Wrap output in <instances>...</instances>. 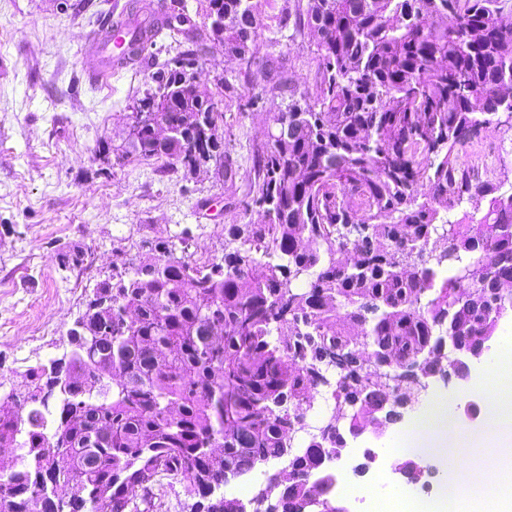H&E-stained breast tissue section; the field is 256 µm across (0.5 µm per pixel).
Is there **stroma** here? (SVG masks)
Here are the masks:
<instances>
[{
    "label": "stroma",
    "instance_id": "1",
    "mask_svg": "<svg viewBox=\"0 0 512 512\" xmlns=\"http://www.w3.org/2000/svg\"><path fill=\"white\" fill-rule=\"evenodd\" d=\"M113 2L0 0V396L22 391L30 367L70 352L69 330L113 268L171 241L185 242L191 261L201 264L222 255L225 225L264 219L255 209L227 207L228 197L244 198V180L231 187L211 170L186 179L161 159H116L135 96L166 55L146 56L109 81L90 82L83 37L111 19ZM296 3L261 0L265 27L252 48L250 76L218 44L209 45L202 64L200 89L224 114V154L244 171L252 165L256 130L288 101L273 90L270 69L287 66L292 85L309 97L320 84L313 41L291 40L278 26ZM462 154L480 179L495 185L494 197L512 196V127L481 132ZM63 252L80 254L81 263L62 264ZM490 363L487 355L473 362L465 382L425 380L416 408L442 391L454 425L471 427L464 407L483 404ZM400 430L394 424L379 435L348 438L342 458L327 464L349 485L337 491V504L370 512L371 500L391 489L413 492L393 472L399 453L390 443ZM369 452L374 462L365 475H354ZM420 461L436 480L454 479L462 512H480L485 499L473 469L512 470L497 465L490 448L470 449L467 468L451 476L433 456Z\"/></svg>",
    "mask_w": 512,
    "mask_h": 512
}]
</instances>
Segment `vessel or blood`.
Segmentation results:
<instances>
[{
	"label": "vessel or blood",
	"mask_w": 512,
	"mask_h": 512,
	"mask_svg": "<svg viewBox=\"0 0 512 512\" xmlns=\"http://www.w3.org/2000/svg\"><path fill=\"white\" fill-rule=\"evenodd\" d=\"M167 13L166 0H147L144 12L134 15L121 10L111 24L90 32L85 40V51L93 60L87 71L90 79L102 81L141 61L152 31L164 23Z\"/></svg>",
	"instance_id": "obj_1"
}]
</instances>
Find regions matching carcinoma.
Segmentation results:
<instances>
[{
    "label": "carcinoma",
    "instance_id": "cac0c4a2",
    "mask_svg": "<svg viewBox=\"0 0 512 512\" xmlns=\"http://www.w3.org/2000/svg\"><path fill=\"white\" fill-rule=\"evenodd\" d=\"M509 0H297L290 38L315 39L321 82L299 95L278 67L273 86L288 111L271 113L252 148L244 207L272 212L259 224L224 225V252L202 265L162 247L101 282L94 318L55 369H29L27 395L0 397V443L18 449L0 476V512H54L51 483L78 471L68 512H152L153 487L180 479L194 512H235L216 494L229 470L268 463L275 502L256 512H301L336 444L311 438L286 451L289 423L316 394L309 368L328 348L382 351L406 369L455 336L488 343L512 311V195L493 200L481 228L448 223L464 195L497 187L479 179L457 147L500 124L512 106ZM224 15L231 22L213 26ZM207 39L185 7L166 22L177 53L135 102L118 159L161 158L194 175L238 171L216 135L218 104L187 84L183 64L207 43L243 55L264 27L258 0H207ZM169 124L162 137L152 118ZM306 279V287L295 282ZM130 308L137 318L106 322ZM348 430L367 427L396 397L375 371L340 377L332 391Z\"/></svg>",
    "mask_w": 512,
    "mask_h": 512
}]
</instances>
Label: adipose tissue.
Returning a JSON list of instances; mask_svg holds the SVG:
<instances>
[{"label": "adipose tissue", "mask_w": 512, "mask_h": 512, "mask_svg": "<svg viewBox=\"0 0 512 512\" xmlns=\"http://www.w3.org/2000/svg\"><path fill=\"white\" fill-rule=\"evenodd\" d=\"M485 420L480 429L459 434L448 424V402L442 395H434L428 407L414 418L397 440L400 448H422L443 459L448 448L459 441L468 445L492 444L499 459L512 461V386L495 387L486 398Z\"/></svg>", "instance_id": "adipose-tissue-1"}]
</instances>
